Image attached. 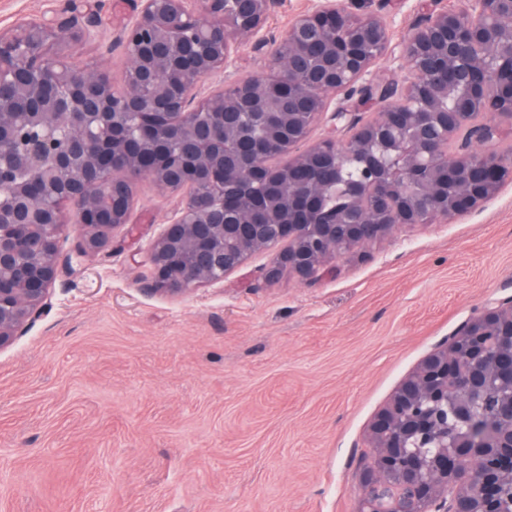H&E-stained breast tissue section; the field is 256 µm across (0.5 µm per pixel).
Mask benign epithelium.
<instances>
[{
  "label": "benign epithelium",
  "mask_w": 512,
  "mask_h": 512,
  "mask_svg": "<svg viewBox=\"0 0 512 512\" xmlns=\"http://www.w3.org/2000/svg\"><path fill=\"white\" fill-rule=\"evenodd\" d=\"M277 3L139 0L118 30L119 89L104 64L75 69L60 57L98 36L105 0L82 10L48 0L17 25L42 33L32 43L0 32V82L37 90L0 101V180L21 167L39 188L0 202V348L47 311L67 227L80 229L67 256L78 266L130 223L146 173L161 192L206 188L148 252L152 285L173 294L221 282L272 249L271 275L313 282L397 228L472 212L512 178L491 148L480 163L467 148L447 151L474 112L487 119L472 142L512 132V0L457 10L433 0L401 40L404 83L366 79L390 43L379 17L315 0L269 41L259 34ZM250 42L272 45L268 70L229 92L207 86ZM450 81L460 92L446 106ZM336 93L381 107L366 123L335 110L331 135L285 164L264 161L304 139ZM367 445L359 512H503L512 301L476 311L429 353L374 416Z\"/></svg>",
  "instance_id": "benign-epithelium-1"
}]
</instances>
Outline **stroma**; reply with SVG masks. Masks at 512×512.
Segmentation results:
<instances>
[{
	"label": "stroma",
	"instance_id": "obj_1",
	"mask_svg": "<svg viewBox=\"0 0 512 512\" xmlns=\"http://www.w3.org/2000/svg\"><path fill=\"white\" fill-rule=\"evenodd\" d=\"M391 41L424 0H343ZM135 0H110L106 60ZM112 43L109 55L101 46ZM184 193L140 180L107 252L61 268L50 309L0 348V512H358L373 417L476 309L512 299V182L472 213L415 224L304 282L253 254L223 282L153 290L151 243Z\"/></svg>",
	"mask_w": 512,
	"mask_h": 512
}]
</instances>
